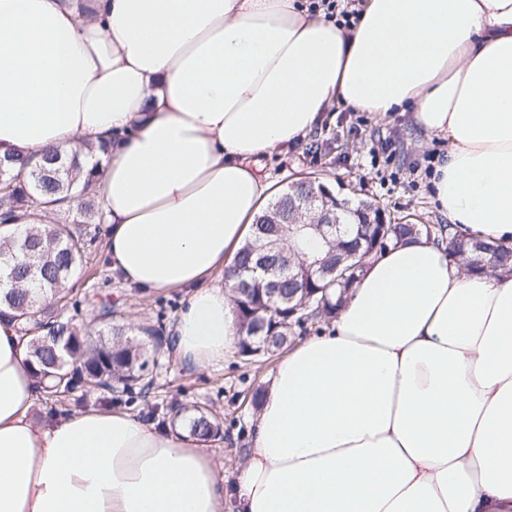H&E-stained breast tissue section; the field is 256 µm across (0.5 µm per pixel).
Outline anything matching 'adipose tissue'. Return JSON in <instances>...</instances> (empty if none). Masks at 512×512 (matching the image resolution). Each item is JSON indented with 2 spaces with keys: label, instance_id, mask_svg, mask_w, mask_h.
Segmentation results:
<instances>
[{
  "label": "adipose tissue",
  "instance_id": "1",
  "mask_svg": "<svg viewBox=\"0 0 512 512\" xmlns=\"http://www.w3.org/2000/svg\"><path fill=\"white\" fill-rule=\"evenodd\" d=\"M338 99L446 138L438 209L512 246V0H362L350 30L299 0H0V157L86 144L111 267L185 291L169 348L189 368L239 336L213 279L266 196L250 161ZM40 397L1 312L0 512H512V273L423 236L368 257L266 379L231 483L180 430L50 420Z\"/></svg>",
  "mask_w": 512,
  "mask_h": 512
}]
</instances>
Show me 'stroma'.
<instances>
[{
    "instance_id": "35a3bbf8",
    "label": "stroma",
    "mask_w": 512,
    "mask_h": 512,
    "mask_svg": "<svg viewBox=\"0 0 512 512\" xmlns=\"http://www.w3.org/2000/svg\"><path fill=\"white\" fill-rule=\"evenodd\" d=\"M388 139L395 143L389 153L381 149ZM447 148V141L417 129L411 112L377 117L335 102L326 108L320 127L300 143L261 159L256 173L271 195L296 180L314 178L342 196L372 199L392 216L435 227L445 218L430 195L426 167L430 158L443 155ZM374 150L379 153L375 159L370 156ZM69 286L80 305L68 309V316L80 324L90 323L97 315L96 303L106 300L112 304L113 324L131 335L152 326L160 329L162 336H170L186 301L181 290L146 297L127 287L111 270L101 236L89 244L85 261ZM276 362L273 356L247 359L234 352L223 366L193 370L178 363L167 350L150 369V393H133L122 408L159 427L168 421L170 406L197 403L210 407L224 420V436L205 442L204 447L223 463L224 475L230 479L247 446L257 412L254 399Z\"/></svg>"
}]
</instances>
